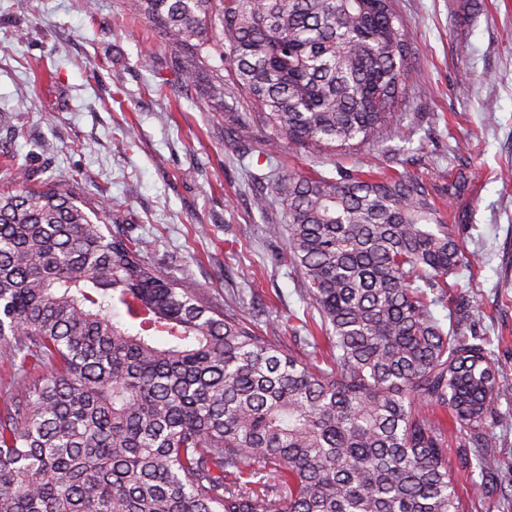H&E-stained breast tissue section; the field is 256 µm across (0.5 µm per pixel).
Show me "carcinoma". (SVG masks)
<instances>
[{"label": "carcinoma", "mask_w": 512, "mask_h": 512, "mask_svg": "<svg viewBox=\"0 0 512 512\" xmlns=\"http://www.w3.org/2000/svg\"><path fill=\"white\" fill-rule=\"evenodd\" d=\"M194 82L216 53L269 147L375 140L410 84L392 0H128ZM291 263L330 370L167 272L54 181L0 192V512H463L448 433L496 447L512 394L484 340L431 311L462 248L423 181L285 174ZM35 369L42 377L24 382ZM263 475L262 487L252 478Z\"/></svg>", "instance_id": "carcinoma-1"}]
</instances>
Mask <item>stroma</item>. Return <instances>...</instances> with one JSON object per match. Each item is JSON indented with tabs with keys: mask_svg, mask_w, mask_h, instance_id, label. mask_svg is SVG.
I'll return each instance as SVG.
<instances>
[{
	"mask_svg": "<svg viewBox=\"0 0 512 512\" xmlns=\"http://www.w3.org/2000/svg\"><path fill=\"white\" fill-rule=\"evenodd\" d=\"M413 51L415 79L390 128L344 154L265 151L267 128L241 142L251 107L204 84L180 86L173 49L127 0H0V191L32 181L74 184L108 205L135 239L188 278L202 296L235 301L264 334L296 355L314 314L282 239L283 205L264 179L280 173L337 178L385 167L427 183L444 219L480 259L458 276L469 301L466 336L484 338L512 384V0H394ZM459 198L446 188L457 173ZM267 196L257 209V196ZM495 469L460 463L467 435L448 437L451 478L464 512H512V399L498 405Z\"/></svg>",
	"mask_w": 512,
	"mask_h": 512,
	"instance_id": "35a3bbf8",
	"label": "stroma"
}]
</instances>
